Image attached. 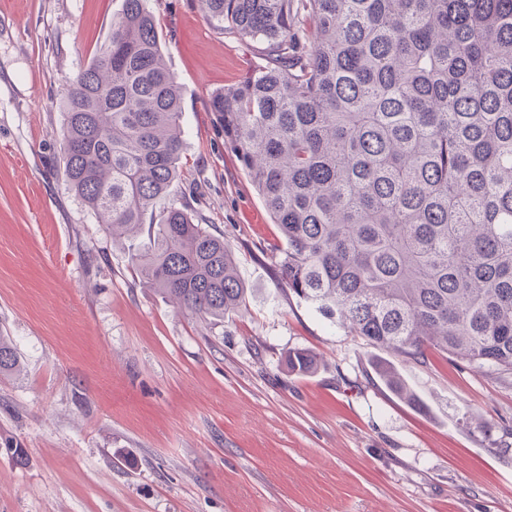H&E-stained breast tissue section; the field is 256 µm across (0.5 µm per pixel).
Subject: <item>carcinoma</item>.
I'll return each mask as SVG.
<instances>
[{
    "label": "carcinoma",
    "instance_id": "carcinoma-1",
    "mask_svg": "<svg viewBox=\"0 0 512 512\" xmlns=\"http://www.w3.org/2000/svg\"><path fill=\"white\" fill-rule=\"evenodd\" d=\"M266 64L210 111L278 225V273L323 318L422 361L512 371V0H201ZM63 172L184 311L222 319L248 288L211 225L163 201L185 149L180 89L149 0H124L69 80ZM308 374V350L286 356ZM18 364L0 336V373ZM375 371L418 410L394 365Z\"/></svg>",
    "mask_w": 512,
    "mask_h": 512
}]
</instances>
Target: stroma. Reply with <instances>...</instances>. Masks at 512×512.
<instances>
[{"instance_id":"35a3bbf8","label":"stroma","mask_w":512,"mask_h":512,"mask_svg":"<svg viewBox=\"0 0 512 512\" xmlns=\"http://www.w3.org/2000/svg\"><path fill=\"white\" fill-rule=\"evenodd\" d=\"M149 5L183 99L168 201L223 236L249 293L221 320L181 311L64 180L59 102L123 0H0V336L19 358L0 374V512H512V373L384 355L288 290L208 106L262 46L198 0ZM297 348L315 372L288 370ZM375 371L393 394L404 399L409 405L416 409L421 411L425 410V406L419 395L408 387L391 362L378 359L375 363Z\"/></svg>"}]
</instances>
